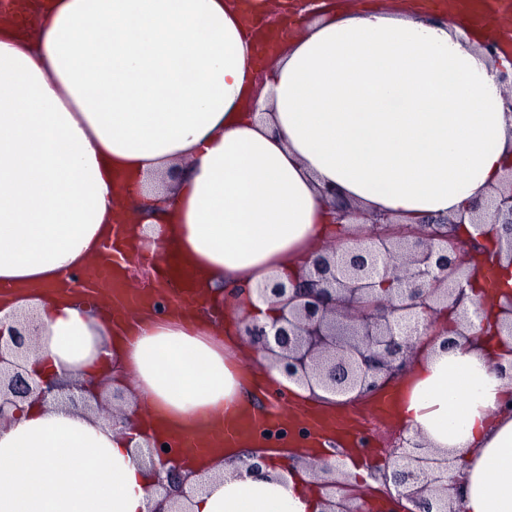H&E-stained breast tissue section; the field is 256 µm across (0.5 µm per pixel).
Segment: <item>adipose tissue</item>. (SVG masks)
<instances>
[{
	"instance_id": "1",
	"label": "adipose tissue",
	"mask_w": 512,
	"mask_h": 512,
	"mask_svg": "<svg viewBox=\"0 0 512 512\" xmlns=\"http://www.w3.org/2000/svg\"><path fill=\"white\" fill-rule=\"evenodd\" d=\"M469 0L327 6L270 42L239 0H46L28 30L0 15V323H33L25 366L59 383L131 373L127 427L57 400L0 425V512H153L165 491L141 450L204 415L247 408L228 351L239 319L269 323L259 286L303 279L328 247L333 197L415 223L486 203L512 171V115ZM272 62L263 90L258 53ZM124 246L176 256L203 308L144 309L66 293L116 225ZM238 289L230 320L224 291ZM470 345L425 340L394 381L407 437L448 459L457 512H512V337L496 314ZM204 482L190 512H325L333 489L237 447L182 457Z\"/></svg>"
}]
</instances>
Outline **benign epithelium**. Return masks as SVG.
Listing matches in <instances>:
<instances>
[{"mask_svg":"<svg viewBox=\"0 0 512 512\" xmlns=\"http://www.w3.org/2000/svg\"><path fill=\"white\" fill-rule=\"evenodd\" d=\"M467 220L491 226L492 237L485 238L489 266L497 267L504 255L512 261V173L490 203L468 216L395 227L377 215H363V223L382 227L368 236L369 245L318 251L303 283L291 293L281 282L262 288V296L281 300L279 316L270 324L245 322L240 335L292 381L338 395L353 392L350 405L376 397L409 368L414 337L439 335L441 316L458 312L464 283L471 281L466 275L471 240L450 225ZM391 284L397 285L393 292H376ZM493 296L491 284H484L472 300V312L459 316L452 333L479 339L469 329L488 312ZM30 339L15 327L6 335L0 326V420L9 418V404L30 397L45 400L63 390L30 380L24 366ZM311 470L328 487L341 484L339 465L330 456L320 457ZM447 471V459L401 437L383 469L384 489L374 500L391 504L386 512H453ZM168 479L166 497L154 512H187L185 502L203 484L188 486L172 469ZM403 499L412 507L403 506Z\"/></svg>","mask_w":512,"mask_h":512,"instance_id":"obj_1","label":"benign epithelium"}]
</instances>
